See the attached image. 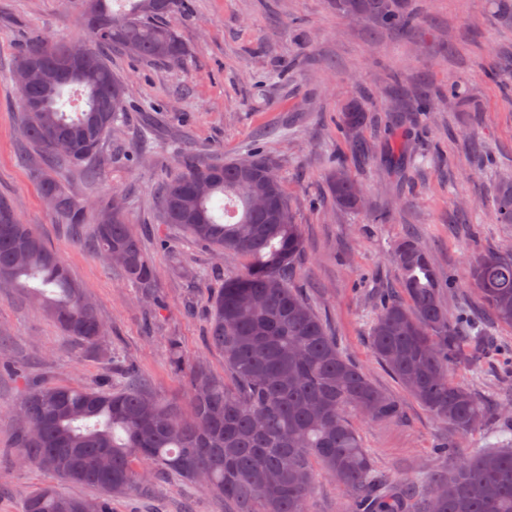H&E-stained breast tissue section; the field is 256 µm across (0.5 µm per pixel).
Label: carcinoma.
<instances>
[{
    "instance_id": "obj_1",
    "label": "carcinoma",
    "mask_w": 512,
    "mask_h": 512,
    "mask_svg": "<svg viewBox=\"0 0 512 512\" xmlns=\"http://www.w3.org/2000/svg\"><path fill=\"white\" fill-rule=\"evenodd\" d=\"M130 0L116 13L109 0H86L85 30L94 42L83 63L64 64L65 42L33 38L17 67L38 69L18 88L23 135L50 158L71 168L92 169L104 142L127 107L126 83L112 74L100 52L109 46L145 60L178 63L186 49L167 23L188 0ZM336 13L364 18L395 32L415 23L407 0H333ZM85 97L86 109L67 112L70 95ZM352 133L367 122L353 103L341 115ZM71 144L67 153L54 143ZM253 173L230 160L180 159L158 196L167 224H178L215 252L247 260L244 271L224 280L211 300L209 341L224 355L235 388H225L203 363L190 371V402L181 411L144 385L112 389L42 385L20 403L19 460L69 483L97 489L85 499L54 486L32 492L23 512H109L108 500L135 490L147 475L139 468L175 473L195 483L205 473L208 489L230 504L228 512H307L314 464L344 486L349 512H512V439L472 448L446 474L425 471L414 480H382L348 420L351 410L369 420L394 419L397 400L376 389L350 362L313 309L288 286V273L304 249L281 178L260 154ZM40 188L54 200L52 213L65 223H92V250L119 267L129 284L157 300L158 275L144 256L124 213L75 198L54 168L39 173ZM336 206L359 209L357 183L344 170L332 173ZM271 194L273 213L255 210L251 197ZM496 213L512 224V180L500 183ZM391 261L400 271L401 296L381 297L370 334L373 354L439 422L463 438L484 427L488 409L472 391L454 383V366L475 370L488 337L467 309L444 304L441 284L426 249L415 239L397 240ZM31 295L70 337L101 348L104 326L84 289L14 203L0 197V279ZM37 280L42 288L29 285ZM470 284L495 319L512 327V252L478 256Z\"/></svg>"
}]
</instances>
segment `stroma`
<instances>
[{"instance_id":"stroma-1","label":"stroma","mask_w":512,"mask_h":512,"mask_svg":"<svg viewBox=\"0 0 512 512\" xmlns=\"http://www.w3.org/2000/svg\"><path fill=\"white\" fill-rule=\"evenodd\" d=\"M170 17L185 44L183 63L156 65L109 53L128 87L119 131L101 154L108 163L96 182L67 169L62 179L77 199L102 205L113 195L158 273L161 307L149 303L122 271L96 258L73 237L41 197L39 151L27 145L13 81L33 36L68 40L83 35L85 0H0V197L12 200L92 298L108 327L106 353L86 348L58 328L23 292L0 288V512H22L33 491L57 477L15 460L17 407L39 384L90 387L104 375L126 385L127 365L159 397L187 408V374H174L169 343L187 365L204 363L233 386L223 354L208 341L211 298L244 260L215 254L183 229L162 221L157 184L173 174L181 154L222 163L258 149L280 176L305 241L288 284L315 309L343 354L372 384L394 397L399 417L349 419L376 469L411 479L429 467L455 469L456 455L433 449L451 432L374 356L369 332L374 300L398 288L389 258L395 240L411 236L428 251L440 280L456 276L449 308L469 307L485 318L493 341L482 371L453 368L451 377L497 401L488 430L512 417V328L489 319L468 282L471 260L488 251L512 252V224L498 223L495 190L512 179V24L495 0H410L416 25L398 34L366 19L341 17L329 0H189ZM456 81L468 98L414 119H400L414 95L435 94ZM358 101L368 114L362 135L373 151L356 159L338 113ZM425 155L418 166L389 155L401 133ZM344 163L362 190L363 210L336 207L329 178ZM345 489L316 469L309 512H345ZM112 512H224V499L203 484L153 475L144 491L113 498Z\"/></svg>"}]
</instances>
